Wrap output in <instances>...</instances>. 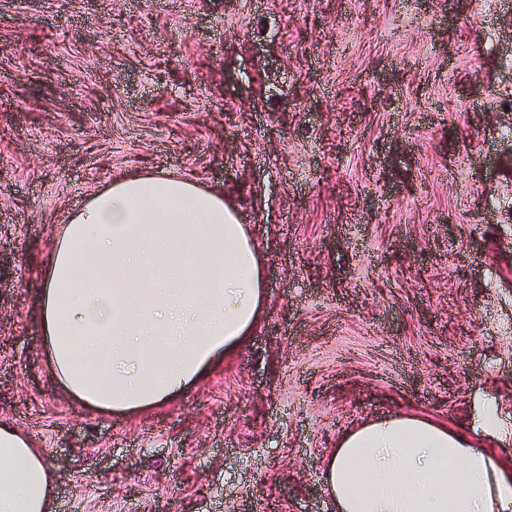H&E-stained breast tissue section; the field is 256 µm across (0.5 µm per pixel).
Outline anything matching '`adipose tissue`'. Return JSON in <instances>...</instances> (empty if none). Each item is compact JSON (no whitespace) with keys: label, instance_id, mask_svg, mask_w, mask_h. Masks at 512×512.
Returning a JSON list of instances; mask_svg holds the SVG:
<instances>
[{"label":"adipose tissue","instance_id":"adipose-tissue-1","mask_svg":"<svg viewBox=\"0 0 512 512\" xmlns=\"http://www.w3.org/2000/svg\"><path fill=\"white\" fill-rule=\"evenodd\" d=\"M264 260L222 192L128 173L73 212L43 272L41 325L75 399L132 411L184 392L266 313ZM324 485L336 512H512V430L485 402L461 429L396 414L345 432ZM41 450L0 422V512H54Z\"/></svg>","mask_w":512,"mask_h":512}]
</instances>
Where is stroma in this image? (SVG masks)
<instances>
[{"label":"stroma","mask_w":512,"mask_h":512,"mask_svg":"<svg viewBox=\"0 0 512 512\" xmlns=\"http://www.w3.org/2000/svg\"><path fill=\"white\" fill-rule=\"evenodd\" d=\"M224 192L268 311L132 414L48 368L53 234L113 177ZM0 418L57 512H334L338 436L512 420V0H0Z\"/></svg>","instance_id":"stroma-1"}]
</instances>
